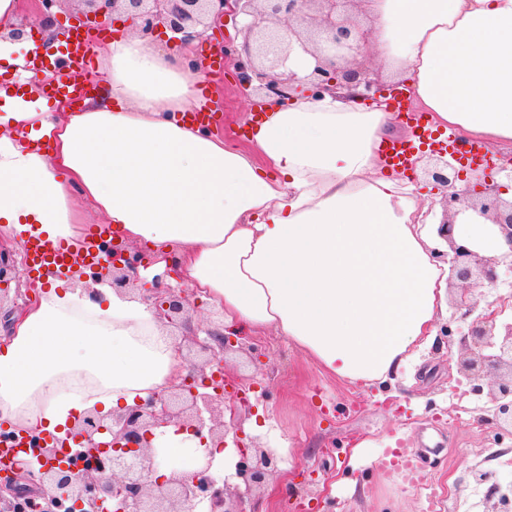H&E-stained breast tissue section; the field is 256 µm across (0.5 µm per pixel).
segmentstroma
Returning a JSON list of instances; mask_svg holds the SVG:
<instances>
[{
	"label": "stroma",
	"mask_w": 512,
	"mask_h": 512,
	"mask_svg": "<svg viewBox=\"0 0 512 512\" xmlns=\"http://www.w3.org/2000/svg\"><path fill=\"white\" fill-rule=\"evenodd\" d=\"M208 94L223 96L218 123L225 142L244 145L255 95L230 67H212ZM452 310L438 313L432 345L385 382L351 384L326 374L274 334L243 335L224 355L238 387L246 389L226 443L246 437L276 448L278 469L267 490L253 493L250 512H288L301 502L318 512H512V431L501 427L491 386L473 391L461 372L459 338L447 335ZM365 444L357 468L347 459ZM410 448L429 471V484L412 489L382 464L390 445Z\"/></svg>",
	"instance_id": "obj_1"
}]
</instances>
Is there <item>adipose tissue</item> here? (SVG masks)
Listing matches in <instances>:
<instances>
[{"mask_svg":"<svg viewBox=\"0 0 512 512\" xmlns=\"http://www.w3.org/2000/svg\"><path fill=\"white\" fill-rule=\"evenodd\" d=\"M355 16L436 126L491 152L512 145V0H366ZM92 50L110 79L83 111L0 89L7 247L31 235L77 246L90 221L114 225L160 256L157 270L175 255L179 285L222 312L225 328L274 330L351 383L392 378L431 345L448 268L430 256L428 227L442 215L384 172L378 147L395 114L300 90L269 105L248 147H232L183 121L205 77L187 73L180 54L133 30ZM454 238L512 253L470 208ZM35 291L0 340V420L16 429L61 438L77 417H111L185 375L173 336L138 294L95 298L48 270ZM153 443L161 477L225 458L173 424Z\"/></svg>","mask_w":512,"mask_h":512,"instance_id":"ef3b65f1","label":"adipose tissue"}]
</instances>
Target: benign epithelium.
Listing matches in <instances>:
<instances>
[{"mask_svg":"<svg viewBox=\"0 0 512 512\" xmlns=\"http://www.w3.org/2000/svg\"><path fill=\"white\" fill-rule=\"evenodd\" d=\"M77 10V22L91 30L109 15L122 17L144 34L164 28L181 35L186 44L206 36L210 28L225 27L237 18L247 20L242 26L243 43L236 48L235 39L228 37L214 45L224 55L225 64L237 70L238 80L245 88L258 91V104L266 105L271 98L286 100L300 90L294 78L281 71L291 50V38L312 43L329 66L315 67L305 92L319 95L352 85L363 91L350 94L358 102L384 99L390 86L371 76L365 68L362 49L369 46L372 31L364 29L354 19L359 0H67ZM451 165L440 152L427 167L425 178L435 187H454L458 174L448 172ZM479 202L468 207L492 218L508 241L512 242V203L501 201L493 188L483 187ZM460 197L445 194L441 200L444 219L436 227L438 238L447 243L448 251L432 250V257L450 263L448 287L460 290L455 300L457 321L468 325L460 338L462 367L480 390L478 382L493 377L496 392V416L512 428V318H502L506 306L490 313L478 312V303L468 297L475 285L497 286L500 268L512 273V258L487 257L478 250L455 241V217L460 213ZM105 258L92 268L89 278L100 283L111 280L116 291H137L146 302L153 301L158 318L168 324L183 327L194 311L196 302L185 289L175 292L162 286V278L138 283L137 268L146 262L144 253L127 246H103ZM17 262L14 255L0 251V285L14 278ZM197 348L200 359L189 361L190 372L176 385L155 395L145 404H135L112 415V425L89 412L74 422L71 437L101 448L98 465L77 470L73 463L58 462V449L32 437L41 449L44 464L39 480L50 505L73 512L79 505L84 512H100L108 504L112 512H189L197 501L208 500L209 512H246L245 496L241 492L216 487L205 466L191 477L177 474L154 479L157 453L152 448L154 430L172 421L200 435L203 429L216 447L225 445L224 420L226 396L213 386L216 376H225L224 354L237 343L233 337L206 331V336L188 337ZM241 460L237 475L246 491L262 487L277 470V458L259 447L240 448ZM26 462L17 460L7 470L9 488L17 496L26 494V482L31 474Z\"/></svg>","mask_w":512,"mask_h":512,"instance_id":"7a95c632","label":"benign epithelium"}]
</instances>
